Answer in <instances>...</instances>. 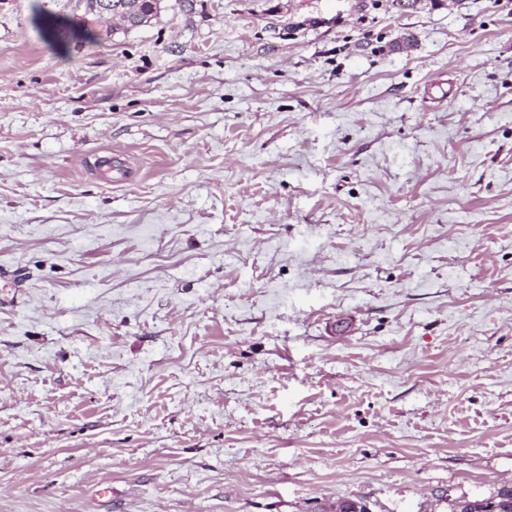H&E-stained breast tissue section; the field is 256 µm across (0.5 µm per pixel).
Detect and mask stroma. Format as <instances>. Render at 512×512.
Instances as JSON below:
<instances>
[{
	"instance_id": "35a3bbf8",
	"label": "stroma",
	"mask_w": 512,
	"mask_h": 512,
	"mask_svg": "<svg viewBox=\"0 0 512 512\" xmlns=\"http://www.w3.org/2000/svg\"><path fill=\"white\" fill-rule=\"evenodd\" d=\"M37 11L83 14L0 0V512L512 480V0Z\"/></svg>"
}]
</instances>
